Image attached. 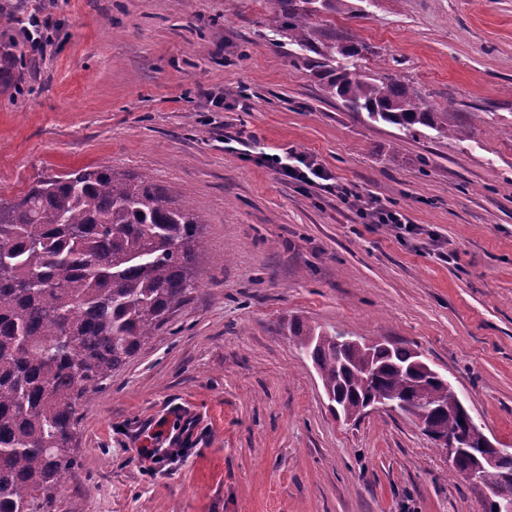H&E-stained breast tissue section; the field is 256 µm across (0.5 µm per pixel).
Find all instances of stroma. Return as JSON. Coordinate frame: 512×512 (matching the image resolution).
Wrapping results in <instances>:
<instances>
[{
	"instance_id": "1",
	"label": "stroma",
	"mask_w": 512,
	"mask_h": 512,
	"mask_svg": "<svg viewBox=\"0 0 512 512\" xmlns=\"http://www.w3.org/2000/svg\"><path fill=\"white\" fill-rule=\"evenodd\" d=\"M57 22L44 54L23 27ZM267 0H0V202L83 167L144 174L203 221L199 283L84 402L54 512H483L399 412L329 409L291 326L421 352L512 449V0H348L318 26L467 138L356 116L294 66ZM243 132L247 143L227 147ZM404 211L403 239L267 154ZM196 422L149 473L177 422Z\"/></svg>"
}]
</instances>
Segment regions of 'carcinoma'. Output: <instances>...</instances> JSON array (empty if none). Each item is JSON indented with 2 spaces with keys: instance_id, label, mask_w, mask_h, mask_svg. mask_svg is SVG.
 I'll return each mask as SVG.
<instances>
[{
  "instance_id": "cac0c4a2",
  "label": "carcinoma",
  "mask_w": 512,
  "mask_h": 512,
  "mask_svg": "<svg viewBox=\"0 0 512 512\" xmlns=\"http://www.w3.org/2000/svg\"><path fill=\"white\" fill-rule=\"evenodd\" d=\"M271 2L269 27L298 49L292 63L348 111L406 136L463 134L409 85L337 60L360 56L364 45L334 28L320 33L311 20L336 13L342 0ZM201 224L147 177L108 167L40 179L0 203V512H31L37 500L52 512L53 490L74 468L78 406L187 299L205 252ZM291 334L345 416L414 398L433 433L466 448L485 440L454 411L461 400L448 381L411 367L410 348L388 342L371 354L337 330L296 325Z\"/></svg>"
}]
</instances>
